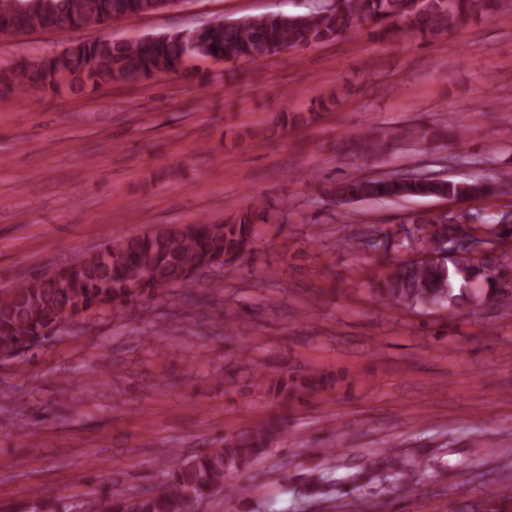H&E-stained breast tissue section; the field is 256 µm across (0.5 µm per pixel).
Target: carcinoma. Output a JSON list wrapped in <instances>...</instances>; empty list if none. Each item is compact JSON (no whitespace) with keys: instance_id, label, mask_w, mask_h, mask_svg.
<instances>
[{"instance_id":"obj_1","label":"carcinoma","mask_w":512,"mask_h":512,"mask_svg":"<svg viewBox=\"0 0 512 512\" xmlns=\"http://www.w3.org/2000/svg\"><path fill=\"white\" fill-rule=\"evenodd\" d=\"M153 0H0V41L17 36V25L69 30L96 29L114 19L135 18L150 11ZM309 14L272 13L242 21L211 25L197 41L181 31L148 36L134 42L90 38L61 52L40 58L21 57L0 66V92H57L62 88L116 81H144L177 73L192 60L221 59L231 63H257L282 51L333 40L370 21L385 39H435L489 14L496 0H337ZM386 148V139L358 132L347 151L364 157ZM512 192V178L504 175L493 184L441 179L421 180L387 174L355 177L329 190L340 204L367 199L398 200L440 196L468 199L478 193ZM415 224L434 226L432 236L448 237V222L425 214ZM258 236L252 214L242 212L222 224L152 225L135 235L118 236L97 250L62 263L52 270L17 282L0 292V356L25 354L36 342L54 335L62 320L73 321L101 308L128 311L141 300L171 288H188L199 275L225 257L252 250ZM491 263H467L446 257L439 262L403 261L383 272L373 297L382 303L422 311L445 309L453 315L470 304L474 286L486 284L492 298L509 294L498 283ZM336 385V380L309 373L291 375L270 384L283 404L301 393L315 394ZM288 425L284 417L224 438V446L210 448L188 459L174 456L162 480L142 494L111 498L105 512H196L211 492L224 491L228 501L246 493L240 484L224 483V475L240 470L265 455Z\"/></svg>"}]
</instances>
